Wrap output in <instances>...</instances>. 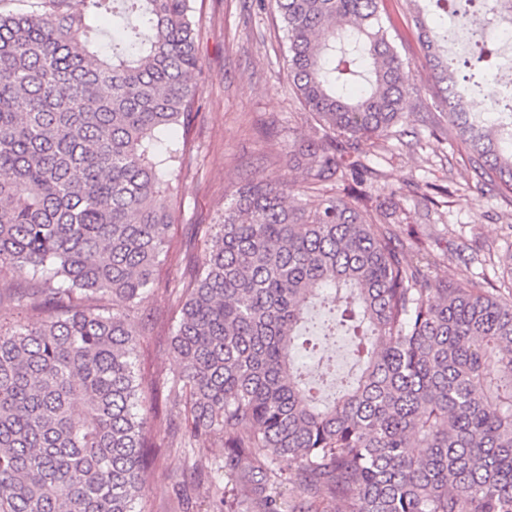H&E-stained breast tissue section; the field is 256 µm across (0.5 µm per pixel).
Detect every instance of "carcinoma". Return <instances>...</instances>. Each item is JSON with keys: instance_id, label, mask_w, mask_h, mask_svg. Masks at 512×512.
Instances as JSON below:
<instances>
[{"instance_id": "carcinoma-1", "label": "carcinoma", "mask_w": 512, "mask_h": 512, "mask_svg": "<svg viewBox=\"0 0 512 512\" xmlns=\"http://www.w3.org/2000/svg\"><path fill=\"white\" fill-rule=\"evenodd\" d=\"M380 2L270 0L317 121L306 179L248 183L222 223L193 225L206 249L170 292L167 399L181 447L223 444L217 512H512V297L407 261L428 240L401 238L366 189L377 170L347 162L406 115ZM409 2L472 190L512 202V132L468 108L472 92L500 107L493 52L457 79L447 27L422 16L448 0ZM199 69L192 0H0V272L27 279L0 305L57 312L0 331V512H143L163 419L135 310L169 253ZM339 336L348 382L325 350ZM300 348L320 352L309 371Z\"/></svg>"}]
</instances>
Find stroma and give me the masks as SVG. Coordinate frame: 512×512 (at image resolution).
Wrapping results in <instances>:
<instances>
[{"mask_svg": "<svg viewBox=\"0 0 512 512\" xmlns=\"http://www.w3.org/2000/svg\"><path fill=\"white\" fill-rule=\"evenodd\" d=\"M203 68L201 115L193 131L192 157L172 199L175 222L169 231L173 249L156 272V288L138 307L148 333L138 347L137 365L146 377L164 380L178 365L170 346L174 326L168 286L188 278L204 245L190 241V227L212 224L245 182L288 177L302 179L303 168L288 165L290 152L313 137V124L288 83V45L276 13L257 0H194ZM391 20L390 40L411 70L406 87L412 113L379 146L363 143L362 153L378 169L381 196L399 204L396 229L435 239L445 257L434 275L466 282L499 280V257L512 249V207L496 192L477 197L465 191L473 168L459 141L442 134L448 120L431 96V71L424 62L419 33L408 0H382ZM425 182L443 186L434 204L423 205L414 191ZM476 239L490 249L492 262L480 265L450 257L457 243ZM187 448H163L149 473L146 512H176L188 499V512H213L223 472V448H214L207 466L211 478L198 477Z\"/></svg>", "mask_w": 512, "mask_h": 512, "instance_id": "35a3bbf8", "label": "stroma"}]
</instances>
